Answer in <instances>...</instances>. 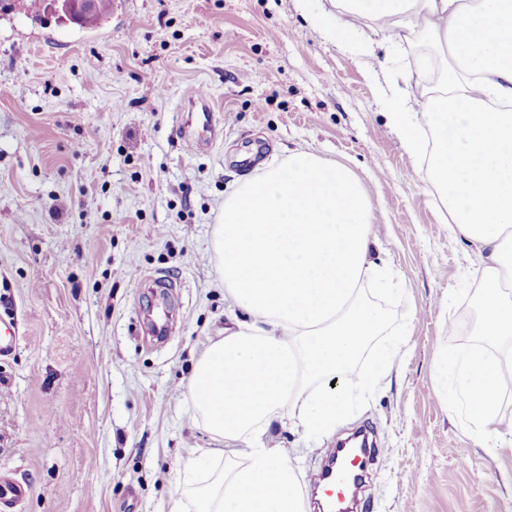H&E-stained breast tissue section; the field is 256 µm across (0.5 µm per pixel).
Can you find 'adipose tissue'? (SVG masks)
Listing matches in <instances>:
<instances>
[{"mask_svg":"<svg viewBox=\"0 0 512 512\" xmlns=\"http://www.w3.org/2000/svg\"><path fill=\"white\" fill-rule=\"evenodd\" d=\"M327 34L372 53L354 19L399 40L418 33L440 53L437 84L421 94L391 87L382 103L405 149L427 155L430 183L453 232L480 244L477 306L483 336L512 343V0H336ZM423 121H416L415 112ZM373 203L351 169L310 151L245 177L214 230L216 271L228 302L247 314L210 341L194 364L188 398L215 440L183 467L171 512H306L295 466L269 446L289 415L324 434L349 413L343 386L369 390L403 354L383 349L367 373L350 367L383 325L364 283L389 291L390 267L373 264ZM448 396L466 397L470 421L493 447L512 446L498 416V362L479 349L437 364Z\"/></svg>","mask_w":512,"mask_h":512,"instance_id":"obj_1","label":"adipose tissue"}]
</instances>
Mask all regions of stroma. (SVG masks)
I'll use <instances>...</instances> for the list:
<instances>
[{
    "label": "stroma",
    "mask_w": 512,
    "mask_h": 512,
    "mask_svg": "<svg viewBox=\"0 0 512 512\" xmlns=\"http://www.w3.org/2000/svg\"><path fill=\"white\" fill-rule=\"evenodd\" d=\"M331 0H112L98 29L36 5L0 10V472L27 489L0 512H169L193 449L213 441L187 402L193 365L235 313L212 229L255 165L310 150L350 166L375 207L370 252L396 292L354 363L399 341L375 390L315 435L281 419L270 445L302 475L336 433L378 438L369 512H512V447L490 449L435 363L478 345L449 333L476 305L480 257L456 236L381 104L429 53L373 33L360 58L330 41ZM205 100H198V91ZM224 133L210 138L207 117ZM202 146L187 150L181 126Z\"/></svg>",
    "instance_id": "35a3bbf8"
}]
</instances>
